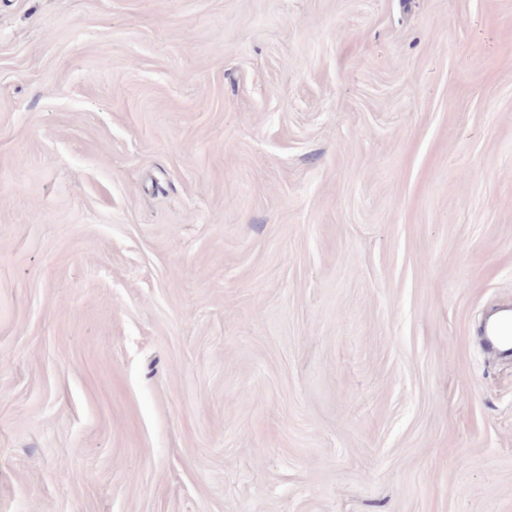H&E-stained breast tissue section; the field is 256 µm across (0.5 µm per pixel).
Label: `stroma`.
<instances>
[{"label": "stroma", "mask_w": 512, "mask_h": 512, "mask_svg": "<svg viewBox=\"0 0 512 512\" xmlns=\"http://www.w3.org/2000/svg\"><path fill=\"white\" fill-rule=\"evenodd\" d=\"M512 0H0V512H512Z\"/></svg>", "instance_id": "obj_1"}]
</instances>
